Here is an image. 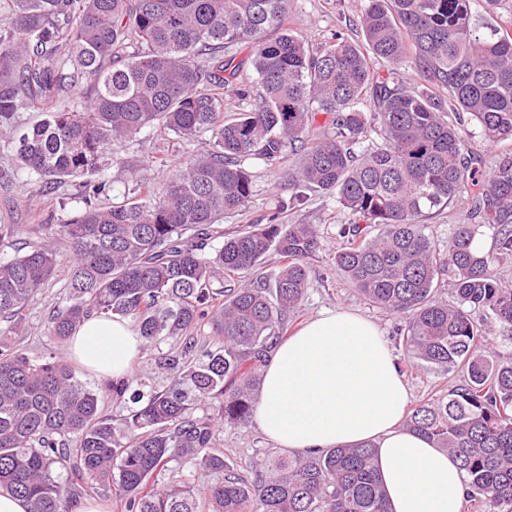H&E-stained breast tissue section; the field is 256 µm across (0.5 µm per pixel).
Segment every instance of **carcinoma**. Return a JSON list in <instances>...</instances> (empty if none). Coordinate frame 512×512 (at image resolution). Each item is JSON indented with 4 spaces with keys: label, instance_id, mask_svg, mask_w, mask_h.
Segmentation results:
<instances>
[{
    "label": "carcinoma",
    "instance_id": "cac0c4a2",
    "mask_svg": "<svg viewBox=\"0 0 512 512\" xmlns=\"http://www.w3.org/2000/svg\"><path fill=\"white\" fill-rule=\"evenodd\" d=\"M473 0H365L364 42L343 33L315 51L286 25L288 0H9L0 28V126L34 107L18 129L6 178L46 189L78 180L68 216L42 224L39 240L0 258V489L28 512H69L89 491L114 489L122 512H387L372 444L317 455L269 454L244 476L215 448L219 426L246 428L263 368L308 290L307 259L321 247L314 224L280 215L316 188L352 216L340 229L336 268L370 305L405 320L414 362L462 381L416 405L403 426L455 456L467 499L512 512V358L487 347L476 312L512 335V286L495 271L512 258V154L478 176L448 112H464L491 143L512 141V33L478 31ZM250 45L261 93L243 112H224V90ZM398 70L412 61L420 91L376 77L370 57ZM328 124L311 135L316 116ZM380 142L368 144L370 131ZM143 134L210 148L180 167L154 157L162 178L133 179L122 197L100 176L101 159L137 172L117 147ZM298 145L299 166L281 175L287 196L266 224L224 234L217 224L243 211L252 169L280 164ZM468 187L477 224H456L436 248L422 218ZM495 231L493 250L477 245ZM274 281L259 273L269 251ZM69 258L66 296L45 330L63 341L94 315L133 322L140 349L170 384L109 380L126 414L114 419L100 394L60 352L31 356L15 338L25 312ZM253 272L248 283L239 274ZM455 302L436 297L439 277ZM210 328L207 341L199 337ZM209 405L212 413L193 410ZM181 459L224 471L199 497L167 482Z\"/></svg>",
    "mask_w": 512,
    "mask_h": 512
}]
</instances>
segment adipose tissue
I'll return each instance as SVG.
<instances>
[{"instance_id":"adipose-tissue-1","label":"adipose tissue","mask_w":512,"mask_h":512,"mask_svg":"<svg viewBox=\"0 0 512 512\" xmlns=\"http://www.w3.org/2000/svg\"><path fill=\"white\" fill-rule=\"evenodd\" d=\"M140 344L130 321L95 316L77 328L65 354L99 376L122 378ZM408 397L379 326L328 309L279 342L263 369L255 421L290 452L375 445L388 512H462L464 475L446 452L404 429Z\"/></svg>"}]
</instances>
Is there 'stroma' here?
<instances>
[{"label":"stroma","instance_id":"stroma-1","mask_svg":"<svg viewBox=\"0 0 512 512\" xmlns=\"http://www.w3.org/2000/svg\"><path fill=\"white\" fill-rule=\"evenodd\" d=\"M362 0H289L288 25L309 44L318 48L324 45L330 33L339 31L349 39L358 41L362 33L356 25ZM165 150L170 158L183 161L202 151V144L187 145L169 139L139 137L123 143L119 152L126 157L140 160L137 173H130L115 164L104 165L103 173L111 181L114 193H121L130 185L134 176L157 178L158 172L151 161L158 150ZM300 154L287 148L279 168L267 171L256 168L253 192L247 208L238 215L226 218L225 228L237 229L246 224L266 223L278 197L281 196V174L296 168ZM75 188L72 184L56 185L44 193H36L34 185L20 178L12 184H0V220L18 225L17 243L36 241L37 227L53 224L62 217V201L68 200ZM286 224H315L321 232L320 250L309 258V286L301 312L295 324H302L318 312L326 309H350L372 319L382 328L385 338L397 360H404L406 352L397 332L399 318L390 316L367 304L352 285L337 270L333 256L340 245L338 229L350 223V215L344 211L334 195L323 191L308 190L306 202L288 211L282 218ZM472 201L469 192H461L457 200L444 211L426 217L427 231L437 249H445L448 237L457 224L472 223ZM65 295L62 281H55L35 298L25 315L32 329L30 335L18 337V345L31 355L50 350L63 351L64 345L46 334L44 325L53 306ZM410 392L411 404L421 403L433 396L446 393L458 384L462 371L445 372L430 367L408 369L403 373ZM217 446L241 469H249L266 453L275 451V443L268 439L258 426L237 428L225 426L217 435Z\"/></svg>","mask_w":512,"mask_h":512}]
</instances>
